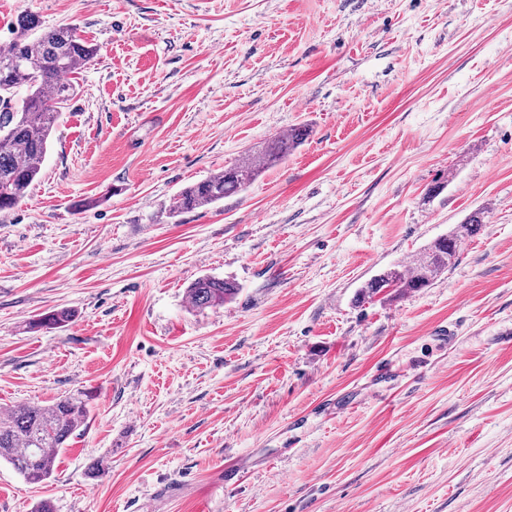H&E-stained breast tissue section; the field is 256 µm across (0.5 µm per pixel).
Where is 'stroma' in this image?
Returning <instances> with one entry per match:
<instances>
[{
    "label": "stroma",
    "instance_id": "stroma-1",
    "mask_svg": "<svg viewBox=\"0 0 512 512\" xmlns=\"http://www.w3.org/2000/svg\"><path fill=\"white\" fill-rule=\"evenodd\" d=\"M24 13L98 54L0 211V411L96 397L0 512H512V0H0V44ZM478 209L433 285L357 301ZM204 275L238 294L192 309ZM308 136L305 126L292 128L288 134L278 135L267 141L261 149L248 153L224 171L183 188L171 207L175 216L186 210H195L224 200L250 184L259 173L283 163L288 155ZM72 317L73 314L70 310H53L44 313L38 316L37 318L30 319L28 322V326L30 329L58 328L64 326L65 323H68Z\"/></svg>",
    "mask_w": 512,
    "mask_h": 512
}]
</instances>
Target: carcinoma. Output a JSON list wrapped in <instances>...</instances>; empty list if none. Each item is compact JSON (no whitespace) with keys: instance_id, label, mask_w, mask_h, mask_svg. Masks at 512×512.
I'll return each instance as SVG.
<instances>
[{"instance_id":"1","label":"carcinoma","mask_w":512,"mask_h":512,"mask_svg":"<svg viewBox=\"0 0 512 512\" xmlns=\"http://www.w3.org/2000/svg\"><path fill=\"white\" fill-rule=\"evenodd\" d=\"M96 54V47L68 27L43 30L31 13L16 19L12 37L0 46V211L16 206L34 186L61 109L75 93V86L64 77L78 73ZM307 136L306 127H295L236 164L183 188L171 214L209 206L239 192L261 171L283 163ZM482 224L484 212H472L453 232L417 252L409 266L397 265L367 281L360 297L372 299L386 292L401 296L429 287L456 263L458 243L476 235ZM237 291L230 280L203 276L187 288V297L192 308L202 311L223 305ZM72 317L69 310H53L29 320L28 326L58 328ZM90 399V393L80 391L48 405L28 404L0 412V461L29 484L49 479L60 450L85 422Z\"/></svg>"}]
</instances>
